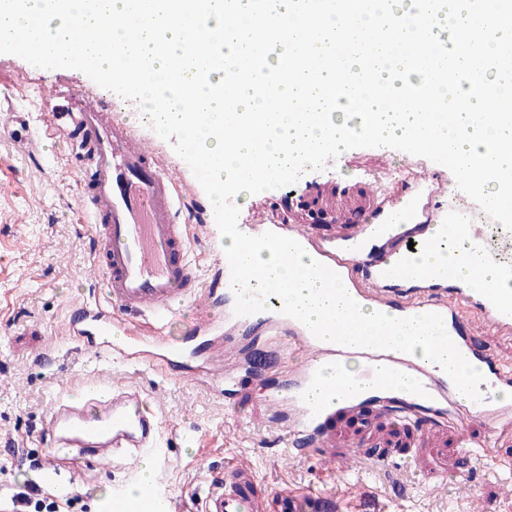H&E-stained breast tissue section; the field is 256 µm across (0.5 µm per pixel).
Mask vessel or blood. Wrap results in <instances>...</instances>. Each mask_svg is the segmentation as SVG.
I'll use <instances>...</instances> for the list:
<instances>
[{
  "label": "vessel or blood",
  "instance_id": "obj_1",
  "mask_svg": "<svg viewBox=\"0 0 512 512\" xmlns=\"http://www.w3.org/2000/svg\"><path fill=\"white\" fill-rule=\"evenodd\" d=\"M121 98L110 92L78 93L77 104L53 113L43 130L46 138L63 137L79 147L77 158L83 209L94 224L100 257L94 269L101 274L110 302L103 310L86 303L71 308L67 334L79 346L109 357L146 362L159 356L164 363L197 360L198 370L231 380L227 331L246 326L274 331L279 339L292 340L312 358L295 382L294 398L275 394L274 401L292 404L297 420L295 435L308 437L320 447L329 436L332 420L340 413L373 403L385 414L392 408L428 407L488 421L497 427L511 417L488 395L489 389L512 383V375L490 350L473 342L476 327L498 333L512 332V297L480 291L461 282L457 269H448L447 281L455 287L454 299L439 297L434 287L402 290L415 268L418 252L430 251L454 239L472 254L473 277L489 264H497L505 278L512 265L497 262L482 238L481 226L462 213L435 209L420 214L413 200L394 199L374 191L376 216L364 217L342 235L318 239L305 226L254 224L244 234L248 246L274 241L289 242L291 253H315L311 273L339 298L355 296L370 305L379 327L363 336L349 324L333 328L328 339L320 329L287 315L288 288L263 270L246 271L240 255L220 259L225 271L219 288H199L184 248L183 226L190 193L166 173L152 147L142 145L133 126L123 120ZM420 223L412 243L389 248L402 224ZM200 303L202 314L181 337L164 331L181 300ZM232 310H225V303ZM472 307L477 320L464 316ZM394 313L402 321L419 320L432 351L422 358L409 356L390 336L393 326L385 319ZM144 315L156 325L153 339L139 336L129 315ZM356 359L361 371L350 378L341 373L346 359ZM79 402L55 403L45 423L54 447L80 448L99 462L120 449L131 454L151 451L158 433V418L146 407V395L130 386L99 381L83 384ZM255 473L246 466H232L212 484L200 501V512H260L252 492ZM332 501L312 489L281 494L279 512H332ZM173 499L158 485L146 487L135 502L123 493L113 494L103 512H172Z\"/></svg>",
  "mask_w": 512,
  "mask_h": 512
}]
</instances>
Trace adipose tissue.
Segmentation results:
<instances>
[{"mask_svg":"<svg viewBox=\"0 0 512 512\" xmlns=\"http://www.w3.org/2000/svg\"><path fill=\"white\" fill-rule=\"evenodd\" d=\"M0 0V47L35 21L55 63L90 64L152 107L134 113L178 130L213 161L215 205L252 196V176L280 181L302 157L342 152L352 132L454 152L484 207L512 200V0ZM202 25L199 49L186 32ZM253 68L224 76L225 59ZM300 261L288 297L311 321L342 322Z\"/></svg>","mask_w":512,"mask_h":512,"instance_id":"adipose-tissue-1","label":"adipose tissue"}]
</instances>
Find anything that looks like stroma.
Returning a JSON list of instances; mask_svg holds the SVG:
<instances>
[{"mask_svg":"<svg viewBox=\"0 0 512 512\" xmlns=\"http://www.w3.org/2000/svg\"><path fill=\"white\" fill-rule=\"evenodd\" d=\"M101 86L76 67L38 63L0 49V97L28 113L29 149L0 133V496L25 491L23 512H98L99 498L130 483L138 460L97 465L78 452H59L65 490L43 484L39 467L48 454L39 433L53 401L77 395L95 378L143 390L159 415L155 480L174 498L176 512H199L205 481L226 466L244 464L266 495L311 488L333 498L337 512H512V426L502 436L483 420L446 414H380L365 407L337 416L325 447L298 452L289 439L288 414L274 415L272 392L290 383V366L305 355L294 344L254 334L237 362L239 385H225L158 362L129 363L85 352L66 334L73 304H106L92 269L94 228L81 219V170L64 139H42L52 111L42 94L55 85ZM156 143L162 164L185 174L195 158L174 131L138 126ZM427 168L442 192L435 204L482 215V203L459 176L432 156L410 152L397 140L353 137L347 149L299 159L288 181L243 200L225 192L213 207L209 184L199 186L210 223L307 224L312 213L356 217L372 208L365 179L380 164L393 168L396 191L405 186L402 161ZM188 255L200 287L219 280L216 246L203 228L185 229Z\"/></svg>","mask_w":512,"mask_h":512,"instance_id":"1","label":"stroma"}]
</instances>
